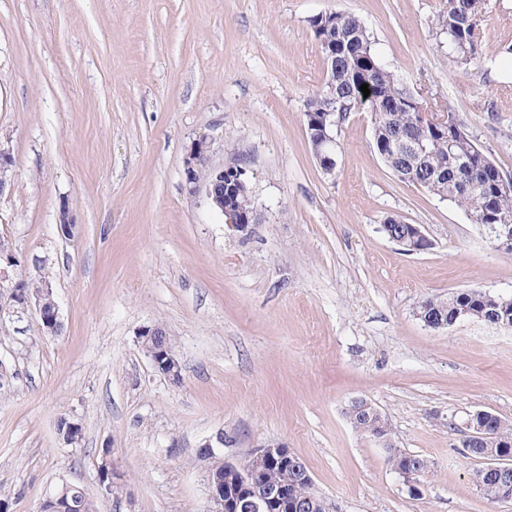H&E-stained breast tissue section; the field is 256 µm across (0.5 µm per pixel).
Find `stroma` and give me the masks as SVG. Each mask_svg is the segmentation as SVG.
Listing matches in <instances>:
<instances>
[{
    "label": "stroma",
    "mask_w": 512,
    "mask_h": 512,
    "mask_svg": "<svg viewBox=\"0 0 512 512\" xmlns=\"http://www.w3.org/2000/svg\"><path fill=\"white\" fill-rule=\"evenodd\" d=\"M448 0H0V142L16 162L0 196V237L35 257L62 330L35 310L0 319V499L38 512L61 482L97 512H205L206 461L280 444L301 459L334 512H512L473 479L459 429L486 410L512 422V329L460 321L427 328L430 296L477 289L512 297V256L466 213L400 182L372 146L370 117L338 132L325 175L303 121L324 78L310 27L357 15L381 63L431 112H452L512 176V0H487L483 64L448 58L437 18ZM251 160L258 222L230 233L183 158ZM77 224L58 228L61 203ZM423 225L431 249L407 254L386 217ZM162 326L181 384L141 343ZM373 403L402 451L428 460L412 497L384 448L352 427ZM82 427L58 437L59 417ZM110 448L120 485L99 492Z\"/></svg>",
    "instance_id": "35a3bbf8"
}]
</instances>
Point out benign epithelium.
Returning <instances> with one entry per match:
<instances>
[{"instance_id": "7a95c632", "label": "benign epithelium", "mask_w": 512, "mask_h": 512, "mask_svg": "<svg viewBox=\"0 0 512 512\" xmlns=\"http://www.w3.org/2000/svg\"><path fill=\"white\" fill-rule=\"evenodd\" d=\"M212 140L199 137L188 147L183 160L185 182L192 194L204 192L210 206L220 209L224 216L227 229L233 233H247L251 226V217L247 214L224 206V199L216 192L217 186L224 183V174L234 173L239 186H245L241 172L236 164L217 167L210 164ZM13 179V155L10 148L0 143V195L11 188ZM59 229L61 235L70 239L76 232V224L66 204H61L59 210ZM492 246L499 252L512 251V224H494L489 232ZM21 265L19 260L8 248H0V283L7 287L0 290V309L21 313L30 307H35L39 315L42 330L45 334L54 336L62 328L59 309L54 299L43 301L39 297L20 294L19 287L22 278L19 276ZM160 335V327H146L140 333L143 346L155 372L169 380L174 385L181 383L180 366L174 353L166 346L152 341ZM272 460L282 466V478L276 483L266 481L261 472L252 462L256 460ZM99 469V491L103 496L110 492L112 481V462L109 456L102 457ZM224 470L240 475L238 492H227L224 480L216 476L206 479L207 508L206 512H271V508L279 503L288 501L289 488L296 476L302 472L296 456L281 445H265L254 449L246 459L234 464L224 463ZM68 505L63 496L50 493L45 496L39 506V512H67Z\"/></svg>"}]
</instances>
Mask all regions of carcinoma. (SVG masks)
<instances>
[{
  "label": "carcinoma",
  "mask_w": 512,
  "mask_h": 512,
  "mask_svg": "<svg viewBox=\"0 0 512 512\" xmlns=\"http://www.w3.org/2000/svg\"><path fill=\"white\" fill-rule=\"evenodd\" d=\"M484 0H448L447 11L440 14L438 27L446 35L448 57L457 65L481 61L478 23ZM312 32L328 66L321 87L306 100L303 111L307 138L312 151L334 157L325 135H335V126H322L323 115L334 113L336 126L341 125L361 105L369 108L373 130V148L397 179L409 185H419L437 197L463 209L466 214L483 217L482 224H492L502 218L512 224V190L499 188L501 171L486 156L465 125L453 115L448 123L457 131L456 146L448 147V138L439 130L420 125L422 106L414 94L403 87L397 76L380 62L372 37L360 18L349 12L329 11L310 20ZM368 85L369 96L360 91ZM400 102L404 107L395 110L391 105ZM427 140V153L418 157L410 151L417 138ZM225 191L232 203L246 210L253 208L251 192L234 187L235 181L224 179ZM386 236L404 245L410 243L415 225L395 217L382 224ZM416 312L421 323L434 322L443 330L455 325L460 318L512 328V297L497 296L480 290H462L446 297H427ZM363 401H351L346 414L353 427L367 437L375 429L392 435L384 415L369 416L362 410ZM469 421L485 427L490 437L473 435L467 439L464 450L476 459L495 455L507 462L505 473L492 471L484 474L479 487L492 500L512 498V424L494 413L474 412ZM391 469L401 475L412 473L420 480L429 469L428 461L419 456L389 448ZM66 492L68 504L74 512H95L86 490L67 483L58 486ZM302 507L296 512H330L327 500L316 493L313 485L302 481L292 491V503Z\"/></svg>",
  "instance_id": "carcinoma-1"
}]
</instances>
